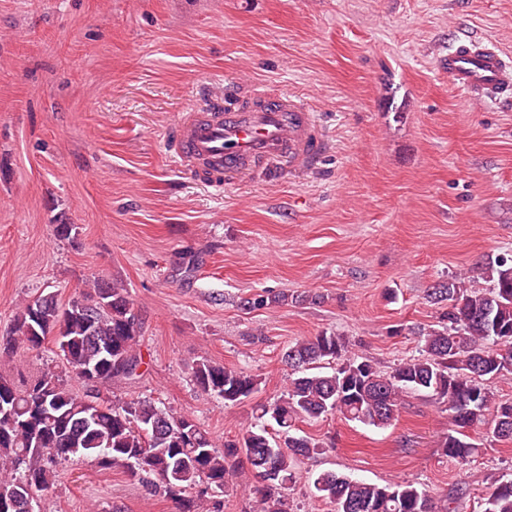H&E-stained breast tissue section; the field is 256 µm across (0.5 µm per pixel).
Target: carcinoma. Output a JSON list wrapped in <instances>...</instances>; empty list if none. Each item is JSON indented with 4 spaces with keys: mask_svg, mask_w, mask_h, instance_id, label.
Returning <instances> with one entry per match:
<instances>
[{
    "mask_svg": "<svg viewBox=\"0 0 512 512\" xmlns=\"http://www.w3.org/2000/svg\"><path fill=\"white\" fill-rule=\"evenodd\" d=\"M488 278L484 290L467 288L460 277L431 288V303H447L440 325L419 332L421 356L389 374L333 331L295 341L283 353L293 377L258 415L275 424V432L250 425L221 446L186 413L139 398H102L113 381L137 375L141 365V319L127 289L99 278L92 291L65 305L52 293L31 298L20 306L10 334L0 338V359L21 347L39 351L51 341L82 389L52 371L19 384L0 375V512H24L27 498L52 490L59 466L74 460L125 473L149 495L172 500L177 512H224L225 489L246 463L245 488L255 512H290L282 491L296 482V460L321 449L292 434L296 423L336 412L384 427L409 392H429L448 404L454 429L443 442L444 455L465 463L476 445L459 433L485 422L490 410L497 420L494 437L512 440V401H496L488 385L512 372V258L488 266ZM287 300L286 294H256L241 306L256 310ZM323 362L332 371L306 373ZM191 382L232 406L259 385L256 377L209 360L193 366ZM313 487L334 512H435L426 491L409 482L367 483L328 471ZM486 504L485 512H512V479L501 482Z\"/></svg>",
    "mask_w": 512,
    "mask_h": 512,
    "instance_id": "obj_1",
    "label": "carcinoma"
}]
</instances>
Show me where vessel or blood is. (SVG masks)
Returning a JSON list of instances; mask_svg holds the SVG:
<instances>
[{"label": "vessel or blood", "instance_id": "obj_1", "mask_svg": "<svg viewBox=\"0 0 512 512\" xmlns=\"http://www.w3.org/2000/svg\"><path fill=\"white\" fill-rule=\"evenodd\" d=\"M440 65L461 90L462 105L498 101L512 91V55L494 44L460 40ZM247 99L239 107L202 100L178 114L166 149L183 172L220 189L259 163H284L296 173L320 158L324 140L313 113L297 98L260 85Z\"/></svg>", "mask_w": 512, "mask_h": 512}]
</instances>
